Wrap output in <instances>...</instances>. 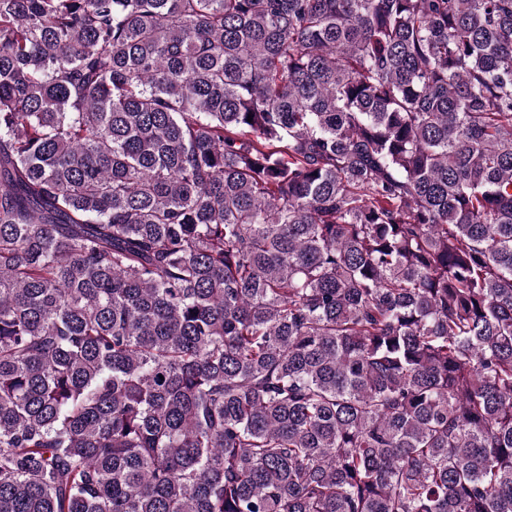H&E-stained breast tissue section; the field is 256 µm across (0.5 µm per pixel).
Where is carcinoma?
I'll return each mask as SVG.
<instances>
[{
  "mask_svg": "<svg viewBox=\"0 0 512 512\" xmlns=\"http://www.w3.org/2000/svg\"><path fill=\"white\" fill-rule=\"evenodd\" d=\"M0 512H512V0H0Z\"/></svg>",
  "mask_w": 512,
  "mask_h": 512,
  "instance_id": "carcinoma-1",
  "label": "carcinoma"
}]
</instances>
